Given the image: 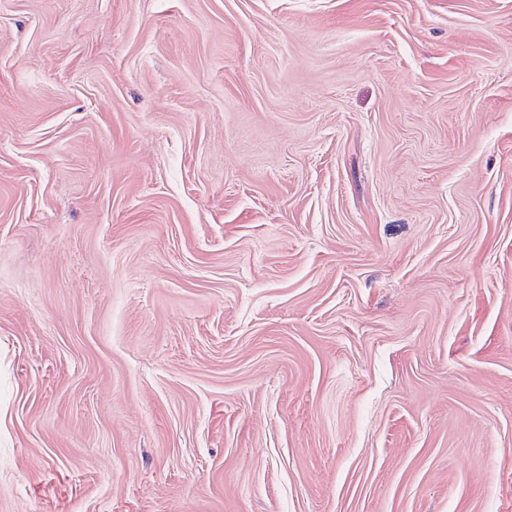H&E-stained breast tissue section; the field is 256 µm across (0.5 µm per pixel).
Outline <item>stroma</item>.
Instances as JSON below:
<instances>
[{"label":"stroma","mask_w":512,"mask_h":512,"mask_svg":"<svg viewBox=\"0 0 512 512\" xmlns=\"http://www.w3.org/2000/svg\"><path fill=\"white\" fill-rule=\"evenodd\" d=\"M0 512H512V0H0Z\"/></svg>","instance_id":"stroma-1"}]
</instances>
